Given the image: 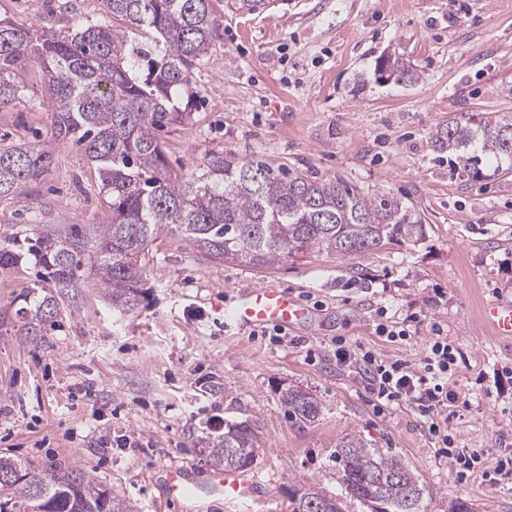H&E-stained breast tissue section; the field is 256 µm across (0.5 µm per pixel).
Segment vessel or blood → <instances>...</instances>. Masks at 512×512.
<instances>
[{
	"instance_id": "b4317fda",
	"label": "vessel or blood",
	"mask_w": 512,
	"mask_h": 512,
	"mask_svg": "<svg viewBox=\"0 0 512 512\" xmlns=\"http://www.w3.org/2000/svg\"><path fill=\"white\" fill-rule=\"evenodd\" d=\"M309 315V310L291 291L273 285L246 290L232 309V321L242 328L258 329L268 326L283 330L296 328ZM481 324L489 334L512 338V300L497 298L487 302L481 311ZM259 483L246 471L216 473L209 482L199 483L184 470L167 473V492L172 501L182 503L184 512H201L203 504L212 497L227 503L248 502L258 495Z\"/></svg>"
}]
</instances>
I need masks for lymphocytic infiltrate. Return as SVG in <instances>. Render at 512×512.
Segmentation results:
<instances>
[{"mask_svg": "<svg viewBox=\"0 0 512 512\" xmlns=\"http://www.w3.org/2000/svg\"><path fill=\"white\" fill-rule=\"evenodd\" d=\"M458 351L442 334L431 336L418 363L387 359L376 351L336 339V358L340 363L355 366L362 375L366 390L378 407L401 402L414 405L429 421L430 433L441 443L453 469L460 476L483 470L485 476H512V457L498 456L487 461L484 455L454 447L443 423L449 405L459 402L462 391L453 389L448 381L457 364Z\"/></svg>", "mask_w": 512, "mask_h": 512, "instance_id": "obj_1", "label": "lymphocytic infiltrate"}]
</instances>
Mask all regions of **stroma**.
<instances>
[{"instance_id":"obj_1","label":"stroma","mask_w":512,"mask_h":512,"mask_svg":"<svg viewBox=\"0 0 512 512\" xmlns=\"http://www.w3.org/2000/svg\"><path fill=\"white\" fill-rule=\"evenodd\" d=\"M217 16L213 52L193 73V118L159 133L169 165L190 171L223 150L341 177L406 198L426 234L350 259L313 250L270 269L217 263L165 235L149 248V289L136 308L113 309L84 287L34 338L21 331L20 309L39 272L0 268V455L86 471L137 512H179L162 468L206 478L209 438L245 422L264 496L214 500L207 512H291L289 476L338 493L329 455L356 434L398 452L430 492L427 512L459 497L476 512H512V482L493 487L478 471L459 479L413 405L377 409L357 370L334 355L342 336L415 362L440 325L463 355L450 382L471 401L449 416V437L512 452V340L479 324L486 301L512 295V162L484 160L475 180L435 145L449 123L512 116V0H272L255 14L221 5ZM386 56L409 77L379 71ZM21 77L24 96L0 111V143L39 144L54 105L37 61ZM100 213L81 149L60 144L40 183L0 199V234ZM264 283L299 295L311 316L277 336L226 323L225 307ZM413 313L407 340L379 334V323ZM289 386L320 401L315 422H288L278 397Z\"/></svg>"}]
</instances>
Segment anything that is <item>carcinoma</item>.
<instances>
[{"mask_svg": "<svg viewBox=\"0 0 512 512\" xmlns=\"http://www.w3.org/2000/svg\"><path fill=\"white\" fill-rule=\"evenodd\" d=\"M268 0H227L254 14ZM121 24L82 20L63 0L25 26L0 19V109L13 105L25 85L27 56L41 63L46 91L57 103L47 140L35 146H0V199L38 183L54 164V146L72 143L93 167L102 215L0 237V266L27 261L40 282L24 295L25 335L37 336L58 312V298L91 284L120 312L146 293L142 259L164 234L180 237L219 263L268 267L311 250L346 259L394 242H418L426 225L413 205L390 193L368 195L347 181L317 180L257 156L210 152L199 172L173 170L154 129L191 120L196 92L192 73L212 52L215 0H103ZM68 30L58 31L60 16ZM435 143L482 177L483 158L512 161V118L448 125ZM279 401L288 421L303 427L318 419L320 402L288 387ZM257 436L245 423L224 425L206 449L216 469L246 470L257 454ZM344 494L327 495L302 480L288 485L292 512H343L344 500L362 512H424L429 492L390 448H369L353 434L331 454ZM18 475L0 481V492L22 512H133L125 500L76 469L32 468L10 456L0 470Z\"/></svg>", "mask_w": 512, "mask_h": 512, "instance_id": "1", "label": "carcinoma"}]
</instances>
